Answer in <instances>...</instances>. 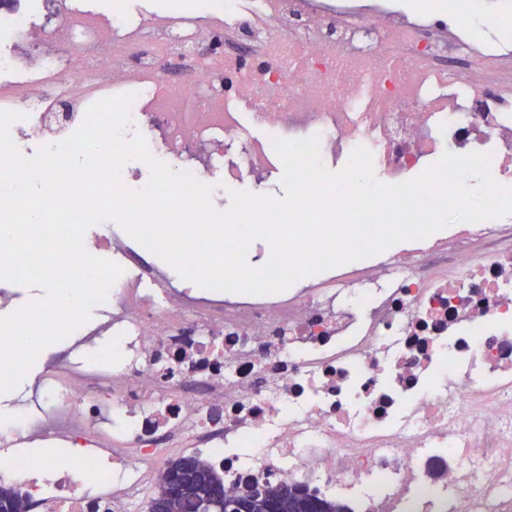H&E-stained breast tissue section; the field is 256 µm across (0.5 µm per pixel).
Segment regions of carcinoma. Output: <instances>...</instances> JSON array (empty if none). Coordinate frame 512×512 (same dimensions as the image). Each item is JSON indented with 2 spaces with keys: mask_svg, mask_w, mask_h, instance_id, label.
I'll return each mask as SVG.
<instances>
[{
  "mask_svg": "<svg viewBox=\"0 0 512 512\" xmlns=\"http://www.w3.org/2000/svg\"><path fill=\"white\" fill-rule=\"evenodd\" d=\"M224 480L214 470L202 463L198 457L186 455L169 461L162 473L157 495L150 502L149 512H184L186 501L206 499V512H224V500L214 491ZM244 492L258 497L277 498L294 512H301L305 501H314L321 512H345L333 501L321 499L306 489L285 484H250ZM26 505L18 498L12 487L0 485V512H23Z\"/></svg>",
  "mask_w": 512,
  "mask_h": 512,
  "instance_id": "obj_1",
  "label": "carcinoma"
}]
</instances>
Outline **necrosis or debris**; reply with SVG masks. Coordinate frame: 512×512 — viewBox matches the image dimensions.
Here are the masks:
<instances>
[{"instance_id": "necrosis-or-debris-1", "label": "necrosis or debris", "mask_w": 512, "mask_h": 512, "mask_svg": "<svg viewBox=\"0 0 512 512\" xmlns=\"http://www.w3.org/2000/svg\"><path fill=\"white\" fill-rule=\"evenodd\" d=\"M133 95L132 130L159 159L224 187L264 174L256 144L233 163L236 107L284 138L318 137L322 160L368 149L399 183L444 151L488 154L512 185V58L352 0H225L197 12H99L63 0L0 9V109L33 156L80 128L96 101ZM119 278L108 320L129 352L113 367H55L38 408L0 443L75 445L54 465L0 458V480L43 512H129L143 470L189 452L228 492L298 485L348 512H512V218L337 268L321 284L190 298ZM111 483L91 480L99 459Z\"/></svg>"}]
</instances>
